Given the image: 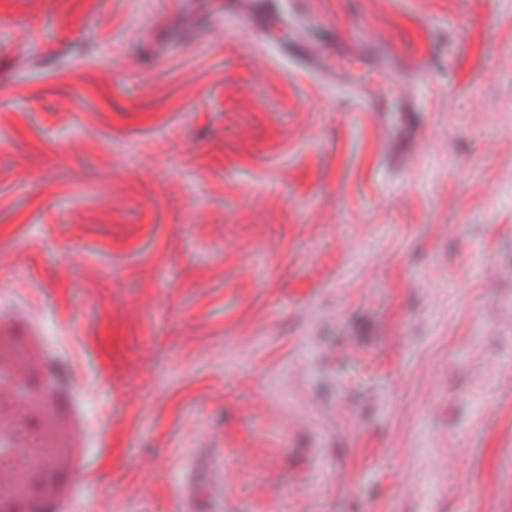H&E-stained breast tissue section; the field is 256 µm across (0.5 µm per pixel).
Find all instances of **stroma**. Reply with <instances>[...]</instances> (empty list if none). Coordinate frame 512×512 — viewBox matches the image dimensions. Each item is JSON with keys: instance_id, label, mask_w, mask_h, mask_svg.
Listing matches in <instances>:
<instances>
[{"instance_id": "obj_1", "label": "stroma", "mask_w": 512, "mask_h": 512, "mask_svg": "<svg viewBox=\"0 0 512 512\" xmlns=\"http://www.w3.org/2000/svg\"><path fill=\"white\" fill-rule=\"evenodd\" d=\"M0 247V512H512V0H0Z\"/></svg>"}]
</instances>
